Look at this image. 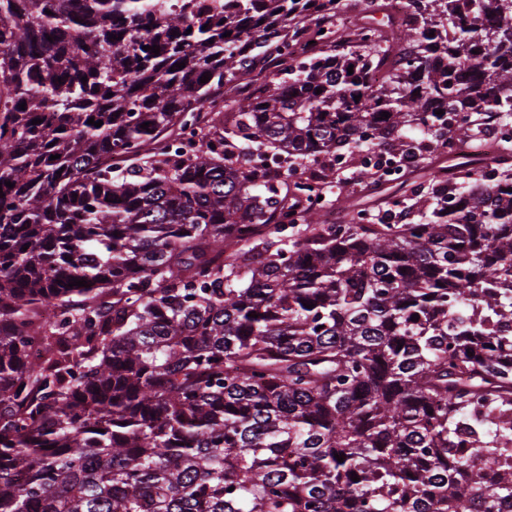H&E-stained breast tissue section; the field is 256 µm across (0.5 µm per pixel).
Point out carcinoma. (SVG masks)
<instances>
[{"label":"carcinoma","instance_id":"carcinoma-1","mask_svg":"<svg viewBox=\"0 0 512 512\" xmlns=\"http://www.w3.org/2000/svg\"><path fill=\"white\" fill-rule=\"evenodd\" d=\"M391 2L0 0V512H512V0ZM482 135V153L486 159H490L498 146L510 141V127L501 126L498 123H487L481 128Z\"/></svg>","mask_w":512,"mask_h":512}]
</instances>
